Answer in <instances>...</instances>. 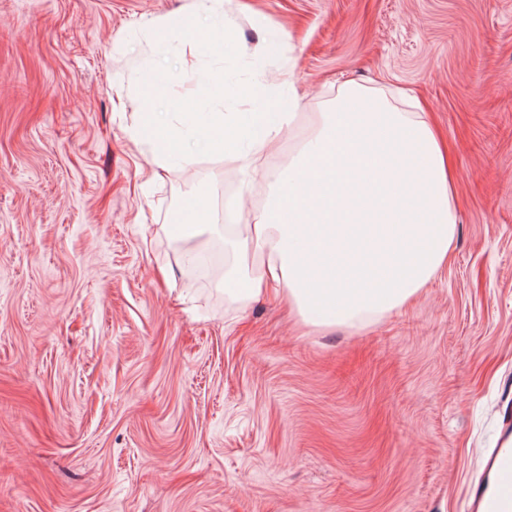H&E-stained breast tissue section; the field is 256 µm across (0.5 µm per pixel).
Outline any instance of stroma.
I'll use <instances>...</instances> for the list:
<instances>
[{"label":"stroma","mask_w":512,"mask_h":512,"mask_svg":"<svg viewBox=\"0 0 512 512\" xmlns=\"http://www.w3.org/2000/svg\"><path fill=\"white\" fill-rule=\"evenodd\" d=\"M0 0V512H472L512 439V0ZM290 76L318 122L341 84L409 91L455 150L452 259L360 331L195 284L174 214L273 191L198 136L153 179L137 129L244 111ZM222 4L221 0H195V15L203 19L205 28L210 33L220 31L217 28V19Z\"/></svg>","instance_id":"1"}]
</instances>
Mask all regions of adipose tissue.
Instances as JSON below:
<instances>
[{
  "label": "adipose tissue",
  "mask_w": 512,
  "mask_h": 512,
  "mask_svg": "<svg viewBox=\"0 0 512 512\" xmlns=\"http://www.w3.org/2000/svg\"><path fill=\"white\" fill-rule=\"evenodd\" d=\"M286 80L217 81L247 111L192 112L208 148L243 174L284 130L303 145L250 224L227 236L237 256L224 294L284 303L306 325L361 329L410 306L447 266L456 235L454 155L429 113L402 112L346 82L319 126L295 127Z\"/></svg>",
  "instance_id": "obj_1"
}]
</instances>
